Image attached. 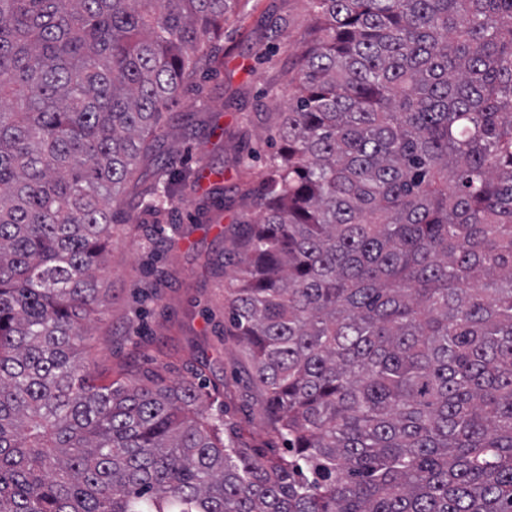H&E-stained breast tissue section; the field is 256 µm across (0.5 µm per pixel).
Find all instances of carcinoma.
<instances>
[{"mask_svg": "<svg viewBox=\"0 0 512 512\" xmlns=\"http://www.w3.org/2000/svg\"><path fill=\"white\" fill-rule=\"evenodd\" d=\"M237 2L0 0V512H512V0H310L227 297L285 452L98 383L112 204Z\"/></svg>", "mask_w": 512, "mask_h": 512, "instance_id": "1", "label": "carcinoma"}]
</instances>
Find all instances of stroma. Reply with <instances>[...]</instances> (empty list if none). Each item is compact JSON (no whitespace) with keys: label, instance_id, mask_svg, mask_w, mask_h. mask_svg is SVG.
<instances>
[{"label":"stroma","instance_id":"35a3bbf8","mask_svg":"<svg viewBox=\"0 0 512 512\" xmlns=\"http://www.w3.org/2000/svg\"><path fill=\"white\" fill-rule=\"evenodd\" d=\"M314 28L309 0H240L225 17L209 44L212 62L164 110L163 134L122 196L133 221L112 227L99 274L112 297L91 339L92 369L105 381L174 383L201 370L227 419L278 451L249 358L226 334L224 305L242 226L260 213L258 188L280 147L278 114L294 96ZM162 176L177 194L157 214L141 191Z\"/></svg>","mask_w":512,"mask_h":512}]
</instances>
